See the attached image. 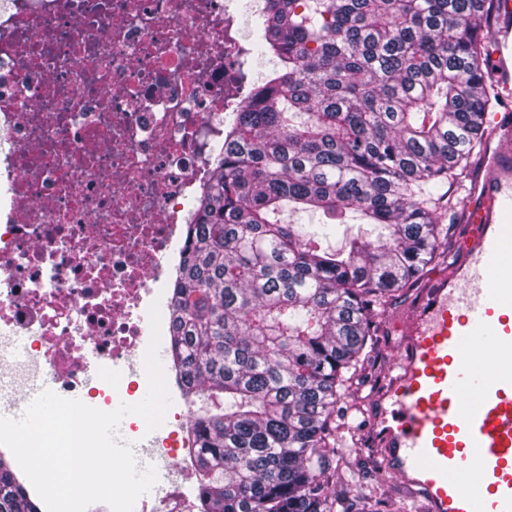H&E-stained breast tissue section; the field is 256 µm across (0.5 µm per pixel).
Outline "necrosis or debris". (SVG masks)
I'll return each instance as SVG.
<instances>
[{"label": "necrosis or debris", "instance_id": "obj_1", "mask_svg": "<svg viewBox=\"0 0 512 512\" xmlns=\"http://www.w3.org/2000/svg\"><path fill=\"white\" fill-rule=\"evenodd\" d=\"M236 0H11L0 11V335L106 408L147 382L144 312L244 99ZM188 415L129 424L168 464L161 512H195Z\"/></svg>", "mask_w": 512, "mask_h": 512}]
</instances>
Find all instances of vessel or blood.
Wrapping results in <instances>:
<instances>
[{
	"mask_svg": "<svg viewBox=\"0 0 512 512\" xmlns=\"http://www.w3.org/2000/svg\"><path fill=\"white\" fill-rule=\"evenodd\" d=\"M495 43L493 75L511 100L512 0ZM487 122L463 260L420 290L366 427L424 512H512V114Z\"/></svg>",
	"mask_w": 512,
	"mask_h": 512,
	"instance_id": "1",
	"label": "vessel or blood"
}]
</instances>
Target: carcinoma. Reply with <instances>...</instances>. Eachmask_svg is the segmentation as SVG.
Instances as JSON below:
<instances>
[{
  "mask_svg": "<svg viewBox=\"0 0 512 512\" xmlns=\"http://www.w3.org/2000/svg\"><path fill=\"white\" fill-rule=\"evenodd\" d=\"M261 71L224 133L167 300L200 512H354L337 443L394 292L445 261L500 102V0H267ZM354 211L373 229L320 238ZM319 217L323 232L288 221ZM0 512H38L0 457Z\"/></svg>",
  "mask_w": 512,
  "mask_h": 512,
  "instance_id": "cac0c4a2",
  "label": "carcinoma"
}]
</instances>
